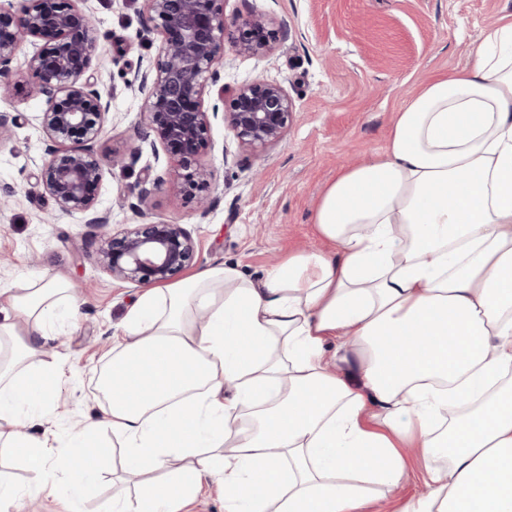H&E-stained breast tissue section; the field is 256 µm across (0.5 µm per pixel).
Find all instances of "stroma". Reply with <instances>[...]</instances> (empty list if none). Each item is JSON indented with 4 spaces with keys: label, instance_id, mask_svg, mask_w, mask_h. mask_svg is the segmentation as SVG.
Segmentation results:
<instances>
[{
    "label": "stroma",
    "instance_id": "35a3bbf8",
    "mask_svg": "<svg viewBox=\"0 0 512 512\" xmlns=\"http://www.w3.org/2000/svg\"><path fill=\"white\" fill-rule=\"evenodd\" d=\"M82 8L95 16L102 45L90 71L98 89L112 98L96 149L121 151L147 130L143 97L129 82L155 69L160 38L143 0H84ZM224 8L229 15L268 14L279 38L265 56L226 52L206 103L216 102L219 88L262 77L287 89L295 112L281 142L257 149H239L223 119L214 120L213 146L199 160L210 174L207 215L163 188L140 202L144 178L168 179L175 171L164 149L148 147L130 167L106 171L96 191L99 211L110 218L106 229L86 224L82 214L59 213L41 179L54 144L42 130L44 102L31 96L27 68L43 41L22 43L12 64V95L0 100L9 127L0 146V288L58 276L75 285L78 300L74 322L53 328L41 341L43 360L56 361L69 381L49 421L26 420L22 429L38 437L52 427L64 446L81 424L100 423L103 475L85 512H101L118 491L112 473L120 468L121 451L104 425L107 403L97 380L112 334L141 292L97 264L103 234L160 220L183 224L196 242L191 271L232 263L254 280L288 252L323 249L312 219L326 185L343 166L381 152L393 116L409 96L434 75L470 64L482 31L512 16V0H226ZM7 187L14 195H4ZM404 455L405 480L394 489L377 488L366 512H397L426 491L417 449Z\"/></svg>",
    "mask_w": 512,
    "mask_h": 512
}]
</instances>
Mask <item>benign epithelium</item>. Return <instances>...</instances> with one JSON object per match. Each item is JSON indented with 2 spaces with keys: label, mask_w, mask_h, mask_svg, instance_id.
<instances>
[{
  "label": "benign epithelium",
  "mask_w": 512,
  "mask_h": 512,
  "mask_svg": "<svg viewBox=\"0 0 512 512\" xmlns=\"http://www.w3.org/2000/svg\"><path fill=\"white\" fill-rule=\"evenodd\" d=\"M84 0H0V98L12 93V62L22 42L45 37L53 47L34 52L27 61L36 82L31 94L44 98L40 123L55 143L43 168V185L63 214L81 213L99 228L109 216L96 209V189L105 170L125 166L129 153L94 149L108 120L110 102L103 99L88 74L91 55L98 47L93 17ZM152 30L160 36V61L155 73L136 77L144 95L151 146L161 145L180 162L181 172L169 182L155 179L142 187L141 201L168 184L176 198L206 215L211 207L206 170L198 159L212 148V120L218 104L205 105L207 82L225 55V34L237 55L264 56L273 48L279 31L265 14L226 15L225 0H143ZM294 104L286 88L256 78L232 92L224 122L240 148H265L279 143L292 121ZM196 244L182 224H139L129 231L104 238L97 262L112 278L133 284L164 283L182 272L195 257Z\"/></svg>",
  "instance_id": "1"
}]
</instances>
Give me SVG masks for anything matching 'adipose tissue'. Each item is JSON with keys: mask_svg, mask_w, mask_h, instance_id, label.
<instances>
[{"mask_svg": "<svg viewBox=\"0 0 512 512\" xmlns=\"http://www.w3.org/2000/svg\"><path fill=\"white\" fill-rule=\"evenodd\" d=\"M313 222L325 249L260 279L220 264L138 297L100 376L136 480L107 512H187L207 481L225 512H361L408 445L432 491L398 512H512V20L418 88ZM75 306L58 279L0 289V447L38 477L1 469L0 502L97 492L96 424L61 451L18 428L64 382L39 340Z\"/></svg>", "mask_w": 512, "mask_h": 512, "instance_id": "obj_1", "label": "adipose tissue"}]
</instances>
